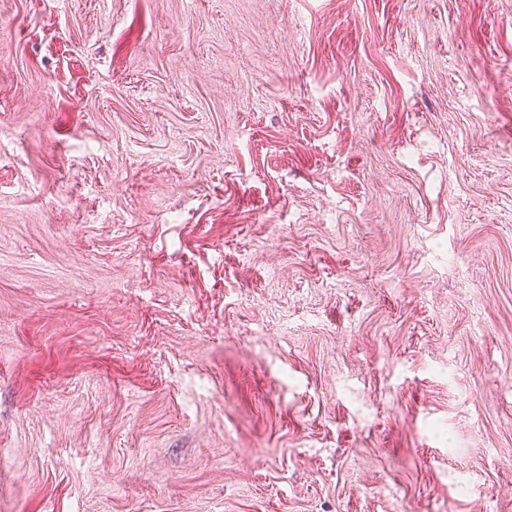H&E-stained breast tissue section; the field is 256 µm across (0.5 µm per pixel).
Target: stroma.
Returning <instances> with one entry per match:
<instances>
[{
    "instance_id": "35a3bbf8",
    "label": "stroma",
    "mask_w": 512,
    "mask_h": 512,
    "mask_svg": "<svg viewBox=\"0 0 512 512\" xmlns=\"http://www.w3.org/2000/svg\"><path fill=\"white\" fill-rule=\"evenodd\" d=\"M0 512H512V0H0Z\"/></svg>"
}]
</instances>
